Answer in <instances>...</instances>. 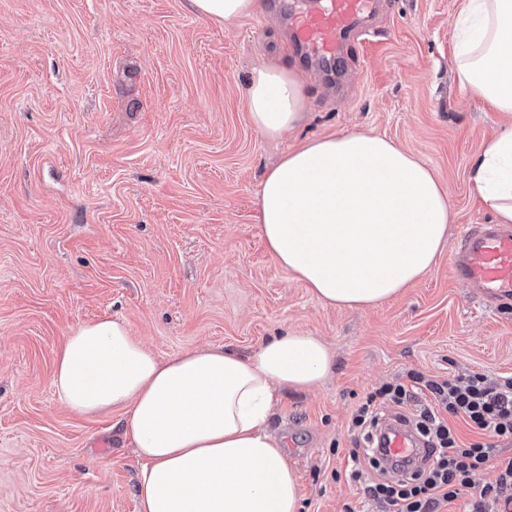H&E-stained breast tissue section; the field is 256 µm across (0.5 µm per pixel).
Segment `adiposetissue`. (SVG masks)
Returning a JSON list of instances; mask_svg holds the SVG:
<instances>
[{
  "instance_id": "ef3b65f1",
  "label": "adipose tissue",
  "mask_w": 512,
  "mask_h": 512,
  "mask_svg": "<svg viewBox=\"0 0 512 512\" xmlns=\"http://www.w3.org/2000/svg\"><path fill=\"white\" fill-rule=\"evenodd\" d=\"M226 23L257 0H187ZM460 87L512 114V0H462L453 50ZM255 128L274 138L304 118L303 80L275 64L245 93ZM474 197L512 226V127L473 158ZM452 211L434 173L384 137L351 131L285 153L264 175L256 220L273 259L324 304L366 308L434 266ZM320 338L284 332L254 354L221 347L162 360L119 320L80 325L55 356L52 386L74 413L125 410L139 463L140 512H300L297 472L268 430L281 392H310L334 372Z\"/></svg>"
}]
</instances>
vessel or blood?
Wrapping results in <instances>:
<instances>
[{
	"instance_id": "b4317fda",
	"label": "vessel or blood",
	"mask_w": 512,
	"mask_h": 512,
	"mask_svg": "<svg viewBox=\"0 0 512 512\" xmlns=\"http://www.w3.org/2000/svg\"><path fill=\"white\" fill-rule=\"evenodd\" d=\"M273 6L287 15L294 47L329 66L356 43L369 40L365 21L377 0H273ZM448 267L455 279L479 288L493 302L511 304L512 228L498 225L466 235ZM384 436L381 461L425 462L420 439L402 421L389 422Z\"/></svg>"
}]
</instances>
